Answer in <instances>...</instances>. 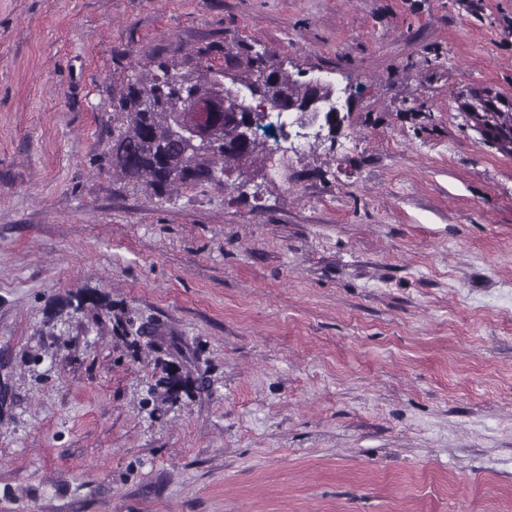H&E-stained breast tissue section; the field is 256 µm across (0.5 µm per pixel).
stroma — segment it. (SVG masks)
I'll return each instance as SVG.
<instances>
[{"label":"stroma","instance_id":"stroma-1","mask_svg":"<svg viewBox=\"0 0 512 512\" xmlns=\"http://www.w3.org/2000/svg\"><path fill=\"white\" fill-rule=\"evenodd\" d=\"M243 44L336 128L224 190L113 175V89ZM478 88L512 101V0H0V512H512Z\"/></svg>","mask_w":512,"mask_h":512}]
</instances>
